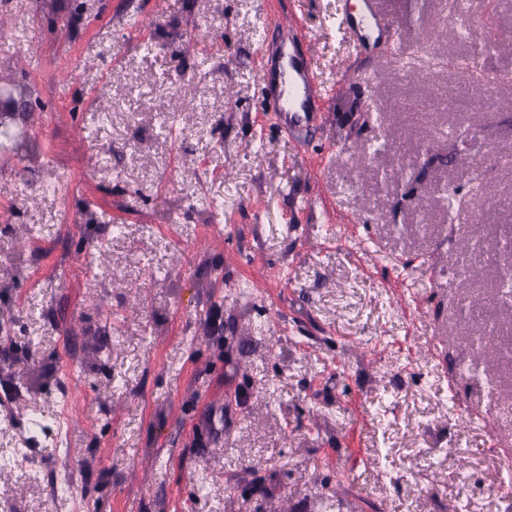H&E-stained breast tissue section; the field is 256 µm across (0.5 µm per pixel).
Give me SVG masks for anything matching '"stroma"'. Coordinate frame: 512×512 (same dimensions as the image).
Listing matches in <instances>:
<instances>
[{
    "mask_svg": "<svg viewBox=\"0 0 512 512\" xmlns=\"http://www.w3.org/2000/svg\"><path fill=\"white\" fill-rule=\"evenodd\" d=\"M468 2L465 34L385 0L361 46V0H0V512H512V361L470 376L461 313L497 271L460 281L440 191L512 196L457 164L512 148V55L444 108L486 14L512 34ZM292 24L330 92L302 143L258 75ZM488 405L491 435L457 415Z\"/></svg>",
    "mask_w": 512,
    "mask_h": 512,
    "instance_id": "1",
    "label": "stroma"
}]
</instances>
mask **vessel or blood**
Here are the masks:
<instances>
[{
  "label": "vessel or blood",
  "instance_id": "vessel-or-blood-1",
  "mask_svg": "<svg viewBox=\"0 0 512 512\" xmlns=\"http://www.w3.org/2000/svg\"><path fill=\"white\" fill-rule=\"evenodd\" d=\"M358 28L390 32L391 24L380 8V0H363ZM287 40L290 44L287 51L264 50L260 81L273 111L288 129L309 130L322 120L328 93L318 85L308 60L293 51L294 45L302 41L300 32L289 31Z\"/></svg>",
  "mask_w": 512,
  "mask_h": 512
}]
</instances>
